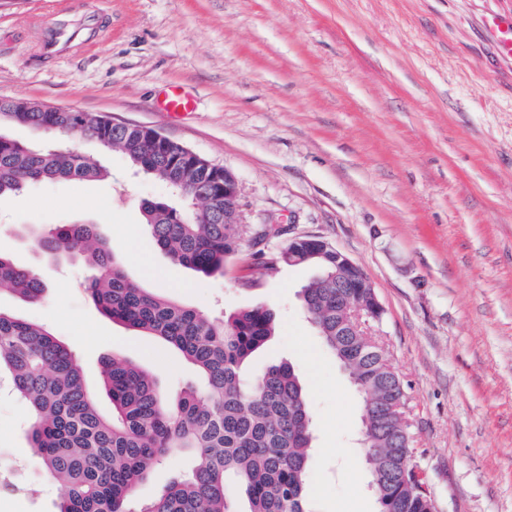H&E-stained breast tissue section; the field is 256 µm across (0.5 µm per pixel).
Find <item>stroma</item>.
<instances>
[{
  "label": "stroma",
  "instance_id": "1",
  "mask_svg": "<svg viewBox=\"0 0 512 512\" xmlns=\"http://www.w3.org/2000/svg\"><path fill=\"white\" fill-rule=\"evenodd\" d=\"M103 33L51 63L37 25L58 0H0V99L72 107L156 129L234 172L242 248L223 272L175 266L141 220L163 185L105 154V181L62 180L0 198V249L34 267L39 302L0 308L50 330L76 355L103 413L100 372L119 358L175 398L200 386L156 339L98 311L87 268L15 236L93 223L130 279L180 304L230 313L261 305L277 333L248 365L294 366L316 425L311 512L358 501L377 512L355 436L362 397L307 321L313 266L273 264L297 235L328 241L370 278L371 333L403 381L416 457L438 512H512V59L481 26L512 0H95ZM195 99L172 117L171 87ZM281 232L264 235L266 224ZM31 411L0 392V451L23 491L0 512H55L56 480L30 448Z\"/></svg>",
  "mask_w": 512,
  "mask_h": 512
}]
</instances>
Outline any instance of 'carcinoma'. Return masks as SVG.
<instances>
[{
    "label": "carcinoma",
    "mask_w": 512,
    "mask_h": 512,
    "mask_svg": "<svg viewBox=\"0 0 512 512\" xmlns=\"http://www.w3.org/2000/svg\"><path fill=\"white\" fill-rule=\"evenodd\" d=\"M14 124L88 138L122 153L135 173L186 194L180 207L162 197L144 200L141 208L156 246L172 263L210 275L237 256L240 225L231 231L224 224V177L203 180L207 159L200 155L172 175L166 157L150 149L148 131L114 127L105 116L36 112L28 101L0 99V196L48 179L110 176L99 158L76 149L17 142L5 131ZM198 190L218 198L200 216L188 208ZM24 233L49 257L82 260L92 271L85 289L103 314L164 341L203 380L202 388L189 386L171 401L142 367L108 360L102 387L112 413L105 415L69 347L0 308V373L33 413L29 447L62 482L58 512H234L229 478L244 495L246 512H309L313 422L299 376L293 366L278 364L251 381L244 377L247 360L275 332L270 310L253 306L211 317L142 288L129 280L95 224L48 231L28 224ZM44 290L35 268L0 252V293L34 303ZM301 292L322 342L339 364L356 368L354 387L370 396L365 414L373 425L361 438L379 449L366 458L378 512H435L431 488L416 479L404 388L385 350L370 336L336 335V282H312ZM174 454L191 458L190 470L173 474L154 500L134 508L137 487Z\"/></svg>",
    "instance_id": "cac0c4a2"
}]
</instances>
